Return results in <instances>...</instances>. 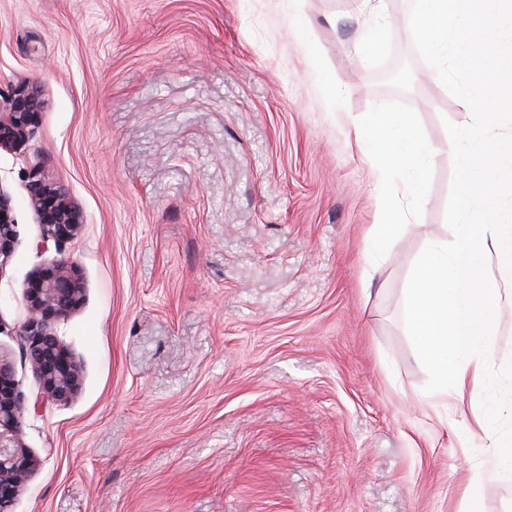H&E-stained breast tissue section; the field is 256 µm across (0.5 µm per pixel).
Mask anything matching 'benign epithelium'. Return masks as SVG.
<instances>
[{
  "mask_svg": "<svg viewBox=\"0 0 512 512\" xmlns=\"http://www.w3.org/2000/svg\"><path fill=\"white\" fill-rule=\"evenodd\" d=\"M40 102L34 90L20 86L0 101V150L17 151L34 125ZM29 198L42 226V243L56 245L73 238L81 215L67 194L34 171ZM16 224L11 200L0 192V267L12 256ZM83 288L72 264L54 260L40 270L28 288L29 315L20 331L25 355L46 398L63 401L79 387V371L54 332L55 321L76 308ZM25 396L10 356L0 351V512H12L37 460L22 440Z\"/></svg>",
  "mask_w": 512,
  "mask_h": 512,
  "instance_id": "1",
  "label": "benign epithelium"
}]
</instances>
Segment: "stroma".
<instances>
[{
    "mask_svg": "<svg viewBox=\"0 0 512 512\" xmlns=\"http://www.w3.org/2000/svg\"><path fill=\"white\" fill-rule=\"evenodd\" d=\"M413 0H0V93L42 107L0 151L17 224L0 351L38 459L13 512H460L487 464L481 390L430 400L404 324L411 269L452 241L446 122ZM404 63L410 82L380 76ZM436 149L375 251L371 113ZM83 213L42 246L28 175ZM73 261L55 325L80 385L51 401L20 330L33 276Z\"/></svg>",
    "mask_w": 512,
    "mask_h": 512,
    "instance_id": "stroma-1",
    "label": "stroma"
}]
</instances>
